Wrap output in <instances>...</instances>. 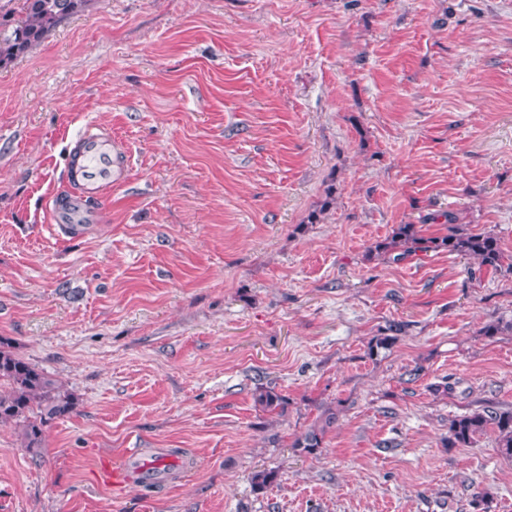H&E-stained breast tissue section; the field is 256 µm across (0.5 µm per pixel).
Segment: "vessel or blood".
Listing matches in <instances>:
<instances>
[{
    "label": "vessel or blood",
    "instance_id": "b4317fda",
    "mask_svg": "<svg viewBox=\"0 0 512 512\" xmlns=\"http://www.w3.org/2000/svg\"><path fill=\"white\" fill-rule=\"evenodd\" d=\"M67 170L69 193L46 199L44 214L54 229L73 233L98 223L99 204L121 177V150L111 131L94 125L85 127L74 139ZM143 467V462L130 454L119 463L103 461L102 472L105 482L121 488L129 482L133 470Z\"/></svg>",
    "mask_w": 512,
    "mask_h": 512
}]
</instances>
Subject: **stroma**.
<instances>
[{
    "mask_svg": "<svg viewBox=\"0 0 512 512\" xmlns=\"http://www.w3.org/2000/svg\"><path fill=\"white\" fill-rule=\"evenodd\" d=\"M90 123L124 178L52 231ZM448 212L512 254V0H89L0 68V336L77 399L36 454L0 424V512H512L494 435L444 443L512 408V331L479 334L512 270L367 252ZM255 401L263 411L270 413L277 412L278 415H282L288 405L284 396L271 389H264L263 387L259 389L256 394ZM492 432L499 452L512 457V410L482 409L448 420V447H469L477 437ZM334 420L333 413H330L321 422L311 425L304 434L294 441V448H297L305 455L317 454L321 451V448H324L325 434L327 429L334 423ZM136 450L131 449L125 459L120 463H113L111 460H105L102 463V472L104 481L112 484V488L124 487L130 480L133 470H147V465L135 459Z\"/></svg>",
    "mask_w": 512,
    "mask_h": 512,
    "instance_id": "stroma-1",
    "label": "stroma"
}]
</instances>
